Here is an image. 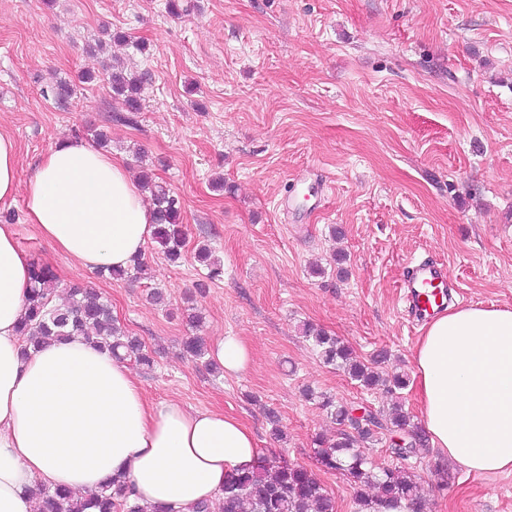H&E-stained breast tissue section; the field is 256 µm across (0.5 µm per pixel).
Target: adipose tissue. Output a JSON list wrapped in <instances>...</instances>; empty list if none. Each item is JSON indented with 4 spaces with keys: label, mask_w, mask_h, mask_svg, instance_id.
Listing matches in <instances>:
<instances>
[{
    "label": "adipose tissue",
    "mask_w": 512,
    "mask_h": 512,
    "mask_svg": "<svg viewBox=\"0 0 512 512\" xmlns=\"http://www.w3.org/2000/svg\"><path fill=\"white\" fill-rule=\"evenodd\" d=\"M26 219L83 270L143 255L154 211L120 160L52 144L26 188ZM32 260L0 224V512H34L32 492L83 495L124 477L144 507L194 512L231 470L251 467V430L222 409L148 401L130 369L81 336L24 352L18 331ZM432 443L469 471H512V309L451 307L413 351Z\"/></svg>",
    "instance_id": "1"
}]
</instances>
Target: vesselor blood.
<instances>
[{"label":"vessel or blood","mask_w":512,"mask_h":512,"mask_svg":"<svg viewBox=\"0 0 512 512\" xmlns=\"http://www.w3.org/2000/svg\"><path fill=\"white\" fill-rule=\"evenodd\" d=\"M404 286L403 302L419 316L436 313L451 298L454 289L447 267L426 260L409 266Z\"/></svg>","instance_id":"obj_1"}]
</instances>
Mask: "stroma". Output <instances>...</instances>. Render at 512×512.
I'll use <instances>...</instances> for the list:
<instances>
[{"mask_svg": "<svg viewBox=\"0 0 512 512\" xmlns=\"http://www.w3.org/2000/svg\"><path fill=\"white\" fill-rule=\"evenodd\" d=\"M110 64L146 74L139 111ZM100 131L131 176L149 169L179 199V262L151 241L144 274L102 278L27 224L38 159ZM0 133L19 149L0 217L53 271L57 301L95 288L154 359L127 363L148 400L241 418L260 463L312 471L336 512H358L356 488L322 464L316 440L336 426L305 389L374 413L394 399L323 364L304 324L410 375L425 330L401 300L410 261L446 264L457 306L512 309V0H0ZM203 245L218 280L195 258ZM156 288L168 306L149 302ZM193 335L241 338L249 367L211 373L182 354ZM409 464L421 512H512V473L474 474L431 445Z\"/></svg>", "mask_w": 512, "mask_h": 512, "instance_id": "1", "label": "stroma"}]
</instances>
